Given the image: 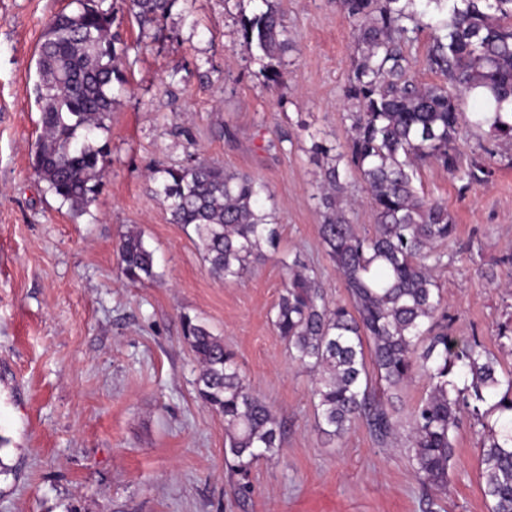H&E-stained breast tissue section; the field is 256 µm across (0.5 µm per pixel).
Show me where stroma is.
<instances>
[{
	"mask_svg": "<svg viewBox=\"0 0 512 512\" xmlns=\"http://www.w3.org/2000/svg\"><path fill=\"white\" fill-rule=\"evenodd\" d=\"M105 4L117 16L122 80L97 133L106 172L76 212L33 167L39 47L76 5L0 0V512H426L404 447L378 444L360 420L340 439L318 432L313 376L271 322L291 252L316 269L330 302L346 300L319 235L326 160L312 145L348 137L353 21L338 0H276L288 49L271 59L243 37L262 0H173L146 25L126 0ZM458 145L465 160L491 154L494 173L465 190L422 167L418 188L457 224L435 276L453 334L478 337L509 370L498 332L512 327V288L483 273L512 253V144L465 128ZM199 158L263 181L281 226L278 249L233 283L210 273L157 193L156 168ZM131 230L154 253L155 280L121 270L116 244ZM188 317L223 338L286 426L280 450L252 465L246 498L225 460L224 418L196 392ZM481 442L462 421L441 512H488Z\"/></svg>",
	"mask_w": 512,
	"mask_h": 512,
	"instance_id": "stroma-1",
	"label": "stroma"
}]
</instances>
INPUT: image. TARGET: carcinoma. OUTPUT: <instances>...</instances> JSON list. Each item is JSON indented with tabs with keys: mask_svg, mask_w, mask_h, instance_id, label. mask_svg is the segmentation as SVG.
I'll list each match as a JSON object with an SVG mask.
<instances>
[{
	"mask_svg": "<svg viewBox=\"0 0 512 512\" xmlns=\"http://www.w3.org/2000/svg\"><path fill=\"white\" fill-rule=\"evenodd\" d=\"M104 0H75L44 33L36 61V102L42 132L34 154L39 178L76 212L92 201L106 168V152L94 144L115 99L116 22ZM142 23L164 16L171 0H128ZM245 25L249 44L268 57L288 47L273 0ZM356 30L355 56L344 88L350 106L346 145L327 163L318 189L324 208L319 234L342 278L344 304L332 305L314 269L299 253L287 255V271L274 306L273 324L292 359L314 375L317 429L340 439L360 419L387 446L406 432V450L422 484L448 488L456 431L462 417L480 428L481 490L489 512H512V371H499L493 353L472 336L448 334V310L435 277L446 265L441 246L457 230L448 207L416 187L422 165L435 163L464 187L492 175L490 158L460 165L462 123L512 139L501 119L512 103V0H339ZM432 30L429 69L456 89L422 84L410 73L409 33ZM478 100L465 114L462 100ZM158 193L172 221L191 231L210 272L235 282L275 249L280 225L254 177L214 163L159 167ZM359 175L375 215V231L361 235L337 206L346 179ZM117 251L133 281L155 277L153 253L141 234L129 232ZM184 339L199 364L198 396L224 416L225 456L240 476L238 491L251 492V464L282 447L281 423L239 372L224 340L204 324L187 320ZM420 373L429 389L407 422L381 393L398 392Z\"/></svg>",
	"mask_w": 512,
	"mask_h": 512,
	"instance_id": "cac0c4a2",
	"label": "carcinoma"
}]
</instances>
